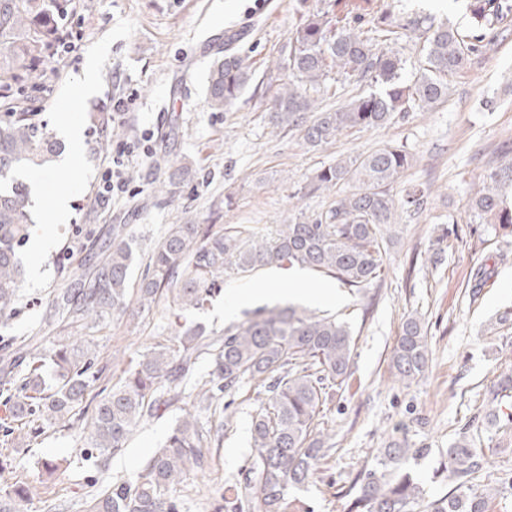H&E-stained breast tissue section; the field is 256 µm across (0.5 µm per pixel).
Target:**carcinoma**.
Segmentation results:
<instances>
[{"instance_id":"obj_1","label":"carcinoma","mask_w":512,"mask_h":512,"mask_svg":"<svg viewBox=\"0 0 512 512\" xmlns=\"http://www.w3.org/2000/svg\"><path fill=\"white\" fill-rule=\"evenodd\" d=\"M84 0H0V95L12 99L22 82L40 79L39 65L48 61L45 45L68 27ZM290 31L287 42L268 68L262 94L269 123L298 133L305 144L321 148L345 132H361L389 123L395 116L423 114L448 98V76L471 66L493 40L512 33V0H464L468 26L438 24L430 16L404 21L382 13L376 25L363 28L365 12L375 0H320ZM423 41L425 72L411 83L403 78L406 61L383 51L400 31ZM247 58L230 49L214 60L206 81L207 107L230 110L253 80ZM363 81L367 89L336 110H325L315 94L336 95L333 87ZM60 145L38 113L19 107L0 115V180L20 167L48 168ZM410 165L403 146L384 144L349 155L316 171L308 192L334 194L328 207L310 216L290 217L275 234L254 235L246 244L200 224H171L148 256L135 300H130V271L136 261L134 241L126 225L112 228L102 245V258L80 288L60 289L53 297L57 336L45 349L39 337L22 341L0 370L20 375L6 389L8 411L0 424L3 444L13 423L37 417L66 426L70 413L86 404L90 421L82 427L85 447L106 455L123 448L145 419L168 408L178 395L162 382L186 375L203 355L212 356L210 379L195 401L211 408L236 391L244 380L265 388L252 419V462L245 477L224 498L228 512H244L257 493L260 512H290L289 488L304 486L324 456L325 432L319 428L321 408L330 392L350 379L353 338L350 326L333 316L293 305L264 308L220 333L202 326L179 325L170 344L137 354L123 384L100 389L94 360L84 349L89 339L78 335L114 317L151 311L165 295L181 307L200 308L229 270L297 265L334 277L342 286L363 290L381 281L386 250L398 238L400 220L425 209L424 190L394 193ZM512 159L492 169L483 186L467 201L476 224L512 229ZM30 190L21 183L0 185V319L11 315L24 274L21 248L33 224ZM427 330L408 316L390 353V369L403 384L420 378L428 364ZM208 440L197 419L186 412L165 445L147 460L141 480L115 483L93 498L90 512H179L171 491L184 482L190 465L201 464ZM422 455L393 441L378 450L375 464L357 480L348 512H489V501L512 493V476L498 486L477 489L470 478L481 464V450L459 442L447 450L448 475L457 482L451 495L425 500L426 491L403 465L409 455ZM30 488L24 482L0 483V512H27Z\"/></svg>"}]
</instances>
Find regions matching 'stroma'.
I'll return each instance as SVG.
<instances>
[{
  "label": "stroma",
  "instance_id": "obj_1",
  "mask_svg": "<svg viewBox=\"0 0 512 512\" xmlns=\"http://www.w3.org/2000/svg\"><path fill=\"white\" fill-rule=\"evenodd\" d=\"M315 4L90 0L89 8L77 10L70 25L81 35L78 48L53 61L41 80L26 81L20 104L62 137L59 109L81 81L86 59L97 58L95 89L81 99L75 120L80 174L62 224L53 217L59 167L32 178L39 197L36 225L23 249L26 273L6 333L23 337L39 327L56 289L75 286L98 263L92 245L106 238L112 225H130L141 255L155 248L172 224H203L243 239L268 235L288 216L327 206L325 193H296L317 169L386 143L402 145L412 161L395 190L422 185L428 204L405 219L376 286L350 290L333 277L296 266L230 274L203 307L184 310L161 299L152 312L91 329L90 348L103 368L101 386L119 384L122 361L166 342L174 324L223 331L260 306L256 300L237 303L240 292L275 285L280 292L271 302L297 301L335 315L349 324L354 341L348 384L323 408V427L332 438L309 482L289 489V499L305 512H347L342 490L370 469L377 450L392 440L427 449V456L408 460L405 468L433 500L454 490L456 483L442 474L441 464L448 448L467 438L483 453V467L471 482L485 488L512 472V426L484 420L500 373L512 369V231L475 233L466 200L502 163L500 145L512 141V36L488 46L469 68L450 77L447 102L433 110L312 149L298 134L280 133L269 124L259 87L301 13ZM227 48L248 58L254 79L231 111L213 112L204 104L205 77L216 50ZM118 102L123 108L117 112ZM101 115L111 134L100 133ZM125 142L135 148L125 168L127 190L97 202L101 177ZM448 220L457 233L446 238L442 229ZM435 251L441 260L428 265ZM482 266L492 276L480 284L475 275ZM318 285L331 288L335 300L302 295L303 287ZM410 314L428 330L429 363L407 387L392 374L389 356ZM212 369L211 357H200L178 385V401L106 456L88 454L75 427L47 425L38 438L13 439L8 468L30 485L28 512H88L92 497L112 482L138 480L153 449L192 410L194 387ZM256 407L257 388L248 382L233 394L228 411L197 413L211 444L203 466L191 467L188 480L173 491L179 512H224L228 489L251 459ZM44 459L59 462V471L43 470Z\"/></svg>",
  "mask_w": 512,
  "mask_h": 512
}]
</instances>
